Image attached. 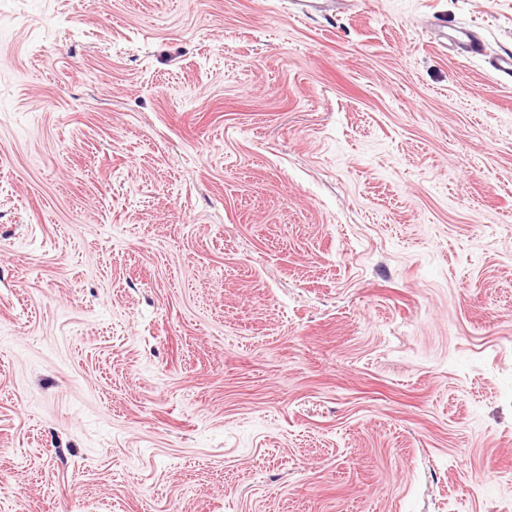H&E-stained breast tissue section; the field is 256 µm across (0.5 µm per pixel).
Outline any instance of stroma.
<instances>
[{
	"label": "stroma",
	"instance_id": "obj_1",
	"mask_svg": "<svg viewBox=\"0 0 512 512\" xmlns=\"http://www.w3.org/2000/svg\"><path fill=\"white\" fill-rule=\"evenodd\" d=\"M508 53L512 0H0V512H512Z\"/></svg>",
	"mask_w": 512,
	"mask_h": 512
}]
</instances>
